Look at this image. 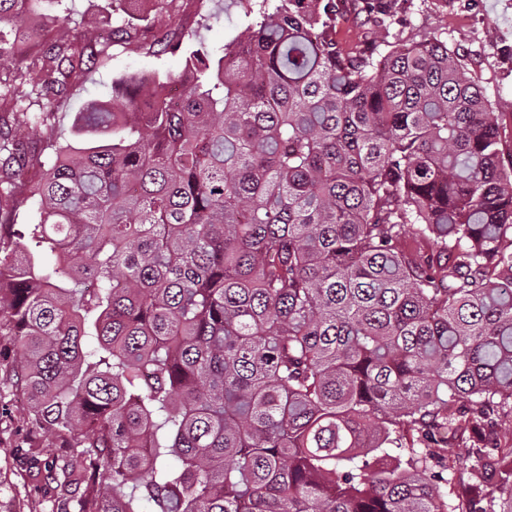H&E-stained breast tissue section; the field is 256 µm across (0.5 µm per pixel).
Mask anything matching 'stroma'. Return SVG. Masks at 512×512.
<instances>
[{
  "label": "stroma",
  "instance_id": "obj_1",
  "mask_svg": "<svg viewBox=\"0 0 512 512\" xmlns=\"http://www.w3.org/2000/svg\"><path fill=\"white\" fill-rule=\"evenodd\" d=\"M350 14L336 16V43L345 53L369 47L375 29L365 10L366 0H351ZM391 36L400 42H419L441 35L449 47L463 53L470 76L479 79L489 98L508 99L499 111L503 162L512 161V0H478V16L461 15L451 0H392ZM64 27L88 41L111 34L124 11L149 13V31L159 36L177 35L187 46L204 44L220 49L248 24L234 0H176L166 9L148 8L140 0H124L112 13L106 0H66ZM183 53L152 54L115 44L102 64L92 67L62 97L52 123L60 140L71 137L76 113L88 101L112 96V82L126 74L156 73L180 77ZM48 444L55 457L70 458L74 451L52 440L36 424L24 401L0 396V512H69L68 495L53 478L34 467L26 452L28 443Z\"/></svg>",
  "mask_w": 512,
  "mask_h": 512
}]
</instances>
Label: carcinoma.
<instances>
[{"label":"carcinoma","mask_w":512,"mask_h":512,"mask_svg":"<svg viewBox=\"0 0 512 512\" xmlns=\"http://www.w3.org/2000/svg\"><path fill=\"white\" fill-rule=\"evenodd\" d=\"M215 53L121 76L53 138L36 180L0 131V384L76 449L44 466L74 512H512V167L498 103L439 38L370 50L335 0H236ZM62 0H0V128H51L106 57L53 27ZM25 47L36 56L21 57ZM39 107L24 111L23 101ZM450 261L401 249L407 226ZM464 452L448 456V445ZM353 4L348 17L338 10L336 15V43L344 53H359L371 44L375 28L365 10V0H350Z\"/></svg>","instance_id":"1"}]
</instances>
